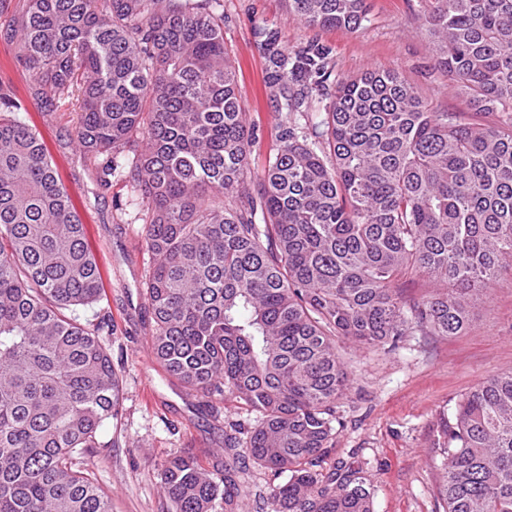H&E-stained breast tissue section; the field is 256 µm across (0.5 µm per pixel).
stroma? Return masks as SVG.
Returning <instances> with one entry per match:
<instances>
[{"label": "stroma", "mask_w": 512, "mask_h": 512, "mask_svg": "<svg viewBox=\"0 0 512 512\" xmlns=\"http://www.w3.org/2000/svg\"><path fill=\"white\" fill-rule=\"evenodd\" d=\"M364 30H324L288 14L283 0H224V46L235 63L241 106L254 129L247 186L259 194L265 160L284 116L264 88L261 30L274 32L292 51L317 43L330 52L335 74L396 70L423 94L451 110L464 98L433 69L420 21V0H367ZM14 43L0 38V86L24 108L27 124L43 138L63 185L87 226L104 282L102 298L76 307L84 324L101 325L99 339L122 377L117 419L100 429L103 445L88 458L91 476L112 497V512H167L158 473L186 452L206 465L222 462L231 425L251 428L256 413L231 395L212 408L168 375L150 351L151 315L145 297L154 257L144 240V207L118 169L109 184L96 177V161L73 140L78 112L63 97L48 111ZM336 346L350 372V387L336 403V437L323 468L344 462L363 468L374 489L375 512H443L441 479L431 448L436 425L481 380L512 370V272H503L476 297L467 329L456 336L411 330L393 349H368L345 338ZM236 480V512H270L263 502L274 482L269 470L245 461Z\"/></svg>", "instance_id": "1"}]
</instances>
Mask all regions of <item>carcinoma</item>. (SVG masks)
<instances>
[{"mask_svg": "<svg viewBox=\"0 0 512 512\" xmlns=\"http://www.w3.org/2000/svg\"><path fill=\"white\" fill-rule=\"evenodd\" d=\"M10 2L0 37L45 103L76 98L97 179L133 153L157 257L153 356L202 405L227 392L259 414L247 439L236 424L224 434L220 467L191 453L163 466L169 512H234L241 457L283 478L272 512H374L363 469L321 468L350 383L335 337L383 348L413 327L458 335L482 287L512 269V0H424L434 69L467 112L396 70L367 71L334 80L313 122L309 87L330 79L329 51L288 52L264 33L266 87L285 116L257 199L239 193L254 136L221 0H27L18 17ZM284 2L309 26L369 21L366 0ZM300 76L308 84L291 87ZM21 112L0 86V512H112L86 466L122 379L101 327L69 315L101 298L102 274ZM419 273L435 288L407 301ZM432 451L444 512H512V370L458 400Z\"/></svg>", "mask_w": 512, "mask_h": 512, "instance_id": "1", "label": "carcinoma"}]
</instances>
